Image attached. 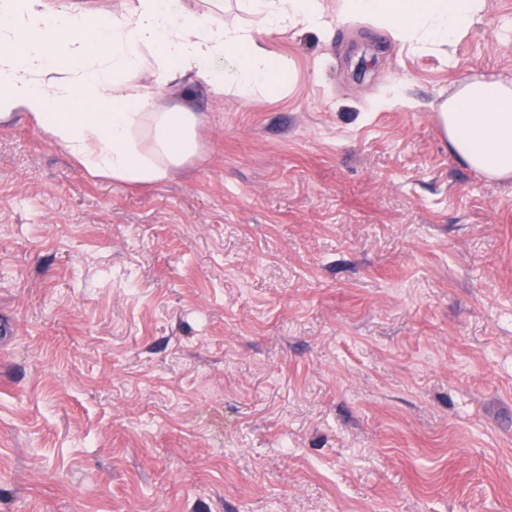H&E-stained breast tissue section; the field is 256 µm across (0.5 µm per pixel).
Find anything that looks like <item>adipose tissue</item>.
I'll use <instances>...</instances> for the list:
<instances>
[{
    "label": "adipose tissue",
    "instance_id": "ef3b65f1",
    "mask_svg": "<svg viewBox=\"0 0 512 512\" xmlns=\"http://www.w3.org/2000/svg\"><path fill=\"white\" fill-rule=\"evenodd\" d=\"M249 22L175 18L164 0H126L106 13L60 0H0V124L25 121L92 175L154 185L201 155L199 118L166 106L175 81L194 73L216 92L233 79L241 94L284 87L287 67L262 35L326 33L333 20L366 18L395 42L449 57L481 22L486 0H243ZM229 55V73L205 61ZM148 70L151 83L135 80ZM448 150L491 180L512 178V80H461L434 107Z\"/></svg>",
    "mask_w": 512,
    "mask_h": 512
}]
</instances>
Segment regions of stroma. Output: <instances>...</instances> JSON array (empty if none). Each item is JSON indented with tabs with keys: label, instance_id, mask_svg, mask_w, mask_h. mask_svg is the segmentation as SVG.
I'll list each match as a JSON object with an SVG mask.
<instances>
[{
	"label": "stroma",
	"instance_id": "stroma-1",
	"mask_svg": "<svg viewBox=\"0 0 512 512\" xmlns=\"http://www.w3.org/2000/svg\"><path fill=\"white\" fill-rule=\"evenodd\" d=\"M265 46L284 89L181 80L203 152L155 185L0 125V512H512V179L430 109L512 79V0L446 61Z\"/></svg>",
	"mask_w": 512,
	"mask_h": 512
}]
</instances>
